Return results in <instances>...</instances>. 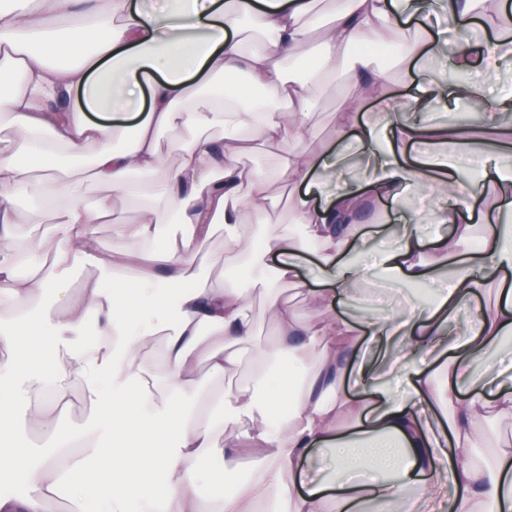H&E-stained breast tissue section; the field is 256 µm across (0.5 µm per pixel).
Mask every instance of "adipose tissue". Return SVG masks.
<instances>
[{
  "label": "adipose tissue",
  "mask_w": 512,
  "mask_h": 512,
  "mask_svg": "<svg viewBox=\"0 0 512 512\" xmlns=\"http://www.w3.org/2000/svg\"><path fill=\"white\" fill-rule=\"evenodd\" d=\"M445 17L457 38L446 49L430 23ZM321 51L310 54L313 31ZM366 43L389 47L417 75L402 110L390 109L389 82L373 67ZM314 60L313 78L291 79L287 69ZM351 72L339 97L341 119L333 145L306 149L313 80L336 79L343 64ZM512 63V8L500 4L487 15L485 0H333L330 19L315 15L311 0H9L0 7V121L21 132L0 138V302L16 315L0 330V411L15 400L13 378L26 373L31 388L28 415L40 421L62 413L68 391L47 389L53 363L64 360L70 379L97 404L95 430L57 436L52 450L33 463L11 430L0 429V470L26 477L24 495H0V512H46L56 497L81 506L84 489L98 488L105 512H130L141 493L125 470L128 439L160 446L140 459L145 470L167 475L169 493L160 512H205L196 496L207 478L198 460L214 451L206 411H224V445L251 454L256 474L212 512H512V440L495 438L485 423L512 418V366L492 362L512 336V227L489 224L476 263L461 246L471 225L456 214L465 202L483 198L495 185L501 198L491 210L512 204V96L492 97L484 80ZM276 102L267 111L252 105L244 87ZM388 111L384 123L359 117L364 102ZM465 101L484 108L488 135L469 148L481 182L449 179L446 168L406 158L401 146L443 144L446 128L430 123L438 105ZM133 128L134 138L115 147V131ZM210 129L247 135L280 149L269 171L245 170L236 154L207 137ZM174 133L161 149V132ZM362 148L365 180L342 179L351 164L349 141ZM164 171L160 185L144 175ZM107 189L92 207L81 202L84 181ZM277 181L296 193L293 223L298 232H267L262 247L235 243L224 264L248 272L241 288L219 283L192 285L204 257L201 246L217 225L232 224L241 211L262 215L266 185ZM416 183L439 199L431 215L453 223L434 250L421 246L417 218L402 210L398 246L380 251L374 270L383 283L425 285L449 269L448 287L428 304L395 309L368 322L350 313L316 325L302 324L280 301L281 288L304 287L299 260L305 243L322 249L316 266L325 291L311 293L319 305L347 304L366 275L368 232L359 219L370 188L397 195ZM32 201L47 224L46 235L18 245V215L10 198ZM137 210L128 228L133 248L113 255L112 266L128 275L118 292L97 288L74 295L72 269L92 258L95 227L108 223L112 203ZM190 228L189 236L164 249L155 242L163 224ZM34 273L19 276L20 263ZM168 295L156 298L158 284ZM494 286L496 300L481 308L477 322L462 313L472 297ZM54 291L58 315L48 348L38 356L42 373H27L22 342L32 300ZM274 309L277 338L257 350L260 366L276 370L281 389L257 394L251 387L202 394L198 364L211 377L234 375L238 344L254 334V295ZM156 314L131 331L127 316L137 303ZM94 314L98 342L85 348L79 331ZM168 326L161 359L142 354L160 326ZM217 344L202 347V333ZM112 383L103 393L101 379ZM471 392L459 397L461 388ZM493 461L465 459L483 443ZM369 449L364 479L351 470L353 452ZM325 454V475L294 490L285 478L314 451Z\"/></svg>",
  "instance_id": "1"
}]
</instances>
